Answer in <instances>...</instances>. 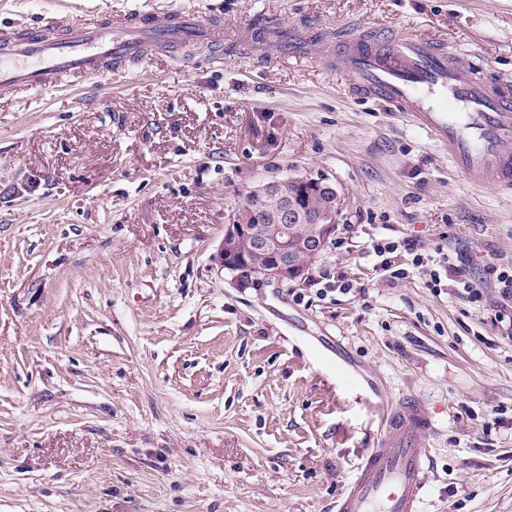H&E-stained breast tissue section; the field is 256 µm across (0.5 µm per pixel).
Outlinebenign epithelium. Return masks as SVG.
Masks as SVG:
<instances>
[{"mask_svg": "<svg viewBox=\"0 0 512 512\" xmlns=\"http://www.w3.org/2000/svg\"><path fill=\"white\" fill-rule=\"evenodd\" d=\"M300 193L323 199V206L300 207ZM341 206L336 185L325 178L290 177L259 185L224 225L220 268L245 285L305 282L336 232ZM264 211L275 214V223H259Z\"/></svg>", "mask_w": 512, "mask_h": 512, "instance_id": "1", "label": "benign epithelium"}]
</instances>
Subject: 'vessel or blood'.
Listing matches in <instances>:
<instances>
[{"label":"vessel or blood","instance_id":"b4317fda","mask_svg":"<svg viewBox=\"0 0 512 512\" xmlns=\"http://www.w3.org/2000/svg\"><path fill=\"white\" fill-rule=\"evenodd\" d=\"M223 39V24L187 12L118 15L65 28L46 18L0 33V87L28 92L119 75L158 47H218ZM264 45L281 61L317 57L336 70L349 92L409 114L447 147L453 165L472 183L512 193V84L483 70L462 74L443 40L372 32L331 48L299 29L271 23ZM430 426L419 401L387 410L381 445L363 454L336 512H423L430 454L417 440Z\"/></svg>","mask_w":512,"mask_h":512}]
</instances>
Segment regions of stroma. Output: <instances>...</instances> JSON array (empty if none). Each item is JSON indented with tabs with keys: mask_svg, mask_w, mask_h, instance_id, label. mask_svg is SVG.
<instances>
[{
	"mask_svg": "<svg viewBox=\"0 0 512 512\" xmlns=\"http://www.w3.org/2000/svg\"><path fill=\"white\" fill-rule=\"evenodd\" d=\"M169 10L223 19V56L0 89V512H334L411 398L433 421L423 512H512V300L488 274L512 265V195L323 63L252 45L264 19L434 31L512 82V0H0V28ZM320 176L343 247L300 286L224 274L247 193ZM374 238L444 247L481 301L403 252L389 278Z\"/></svg>",
	"mask_w": 512,
	"mask_h": 512,
	"instance_id": "obj_1",
	"label": "stroma"
}]
</instances>
